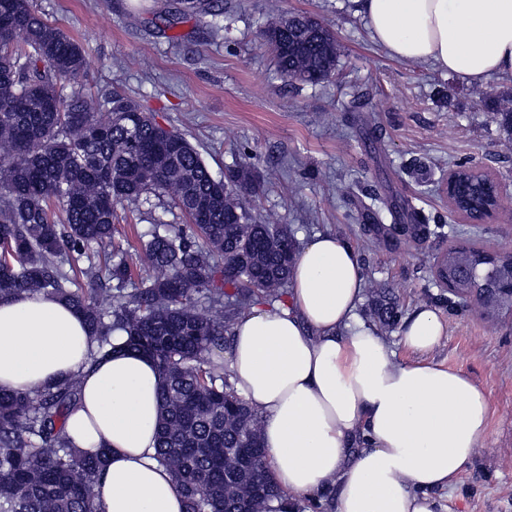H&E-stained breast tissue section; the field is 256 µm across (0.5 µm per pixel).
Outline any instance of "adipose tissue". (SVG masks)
<instances>
[{
  "label": "adipose tissue",
  "instance_id": "1",
  "mask_svg": "<svg viewBox=\"0 0 512 512\" xmlns=\"http://www.w3.org/2000/svg\"><path fill=\"white\" fill-rule=\"evenodd\" d=\"M390 58L430 63L470 85L512 74V0H357ZM365 282L347 241L318 233L295 253L284 301L233 323L223 360L262 418L276 482L292 496L330 495L336 512H437L487 437L491 406L463 371L421 361L446 327L421 308L391 349L357 318ZM412 353L397 360V350ZM77 378L82 396L65 431L104 452L99 512H183L156 459L162 375L149 356L94 352L66 302L0 300V390L32 392Z\"/></svg>",
  "mask_w": 512,
  "mask_h": 512
}]
</instances>
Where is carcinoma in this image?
<instances>
[{"instance_id":"carcinoma-1","label":"carcinoma","mask_w":512,"mask_h":512,"mask_svg":"<svg viewBox=\"0 0 512 512\" xmlns=\"http://www.w3.org/2000/svg\"><path fill=\"white\" fill-rule=\"evenodd\" d=\"M176 16H214L219 0H178ZM259 31L279 75L317 85L336 66L338 44L322 20L271 6ZM85 48L33 8L0 0V299L50 294L72 305L99 351L151 356L164 378L157 457L184 512H306L280 490L261 445V417L224 373L220 354L239 309L272 304L288 288L295 241L286 224L251 209L262 179L245 164L215 177L182 134L160 126L130 97L101 99L81 81ZM512 136V96L496 106ZM165 198L190 224L150 216L132 283L124 257L70 275L112 243L118 207ZM448 306L512 277V254L451 247L437 267ZM134 288H127L128 284ZM111 292L110 301L99 298ZM77 379L32 393L0 391V512H96L103 460L66 435L80 399Z\"/></svg>"}]
</instances>
